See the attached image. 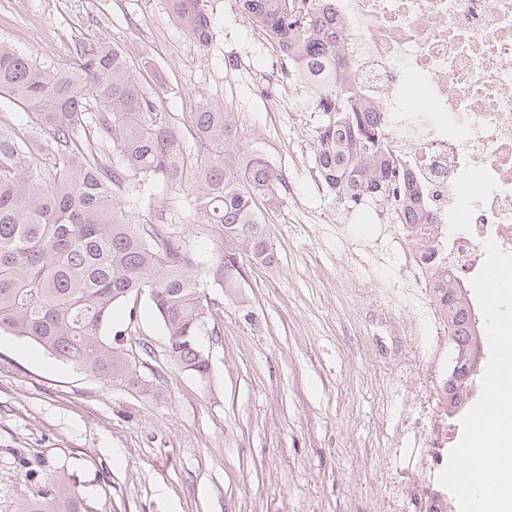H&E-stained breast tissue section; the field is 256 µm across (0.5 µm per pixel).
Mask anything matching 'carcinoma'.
<instances>
[{
    "label": "carcinoma",
    "mask_w": 512,
    "mask_h": 512,
    "mask_svg": "<svg viewBox=\"0 0 512 512\" xmlns=\"http://www.w3.org/2000/svg\"><path fill=\"white\" fill-rule=\"evenodd\" d=\"M169 2L178 24L208 42L204 0ZM236 2L278 44L291 72L316 87L314 105L324 114L316 164L328 191L352 208L371 200L395 223H416L405 213L413 189L381 140L377 113L339 81L345 61L322 0ZM2 92L30 111L44 140L0 125V329L106 383L135 386L136 360L104 327L117 304L147 290L167 331L170 359L206 374L198 337L208 332L207 306L195 255L171 235L153 201L136 218L123 200L146 181L190 191L198 223L224 244L209 275L233 293L245 278L244 259L278 263L255 198L277 207L281 175L258 154L228 160L225 152L239 140L237 120L205 100L188 115L194 148L187 149L178 127L157 111L155 96L135 79L129 58L106 41L78 43L72 66L60 70L0 45ZM202 153L207 158L200 162ZM457 288L443 274L434 299L449 332L472 336ZM19 464L35 486L20 512H87L66 477L47 474L24 456Z\"/></svg>",
    "instance_id": "obj_1"
}]
</instances>
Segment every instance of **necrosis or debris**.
<instances>
[{
    "mask_svg": "<svg viewBox=\"0 0 512 512\" xmlns=\"http://www.w3.org/2000/svg\"><path fill=\"white\" fill-rule=\"evenodd\" d=\"M353 85L429 220L400 239L413 288L512 253V0H328Z\"/></svg>",
    "mask_w": 512,
    "mask_h": 512,
    "instance_id": "obj_1",
    "label": "necrosis or debris"
}]
</instances>
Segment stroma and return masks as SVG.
Here are the masks:
<instances>
[{
  "label": "stroma",
  "instance_id": "35a3bbf8",
  "mask_svg": "<svg viewBox=\"0 0 512 512\" xmlns=\"http://www.w3.org/2000/svg\"><path fill=\"white\" fill-rule=\"evenodd\" d=\"M213 37L195 41L169 0H0V43L43 67L67 68L80 39L125 51L157 109L186 123L198 102L235 114L239 146L281 174L265 211L276 266L246 264L235 295L208 279L223 245L194 221L185 192L145 195L198 262L209 304L200 339L210 372L169 358L148 294L117 307L144 388L106 384L36 343L0 331V512L31 492L16 452L70 477L89 512H422L444 465L428 461L397 495L419 452L413 397L440 386L431 362L430 292L402 287L400 258H373L374 204L350 209L327 193L315 163L321 113L300 112L261 83L271 55L235 0H207Z\"/></svg>",
  "mask_w": 512,
  "mask_h": 512
}]
</instances>
